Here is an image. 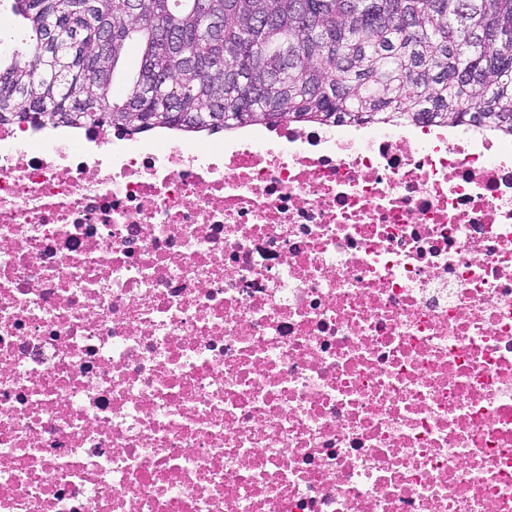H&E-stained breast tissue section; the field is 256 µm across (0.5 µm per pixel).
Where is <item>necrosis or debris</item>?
Returning <instances> with one entry per match:
<instances>
[{
  "instance_id": "4bbe7bcc",
  "label": "necrosis or debris",
  "mask_w": 512,
  "mask_h": 512,
  "mask_svg": "<svg viewBox=\"0 0 512 512\" xmlns=\"http://www.w3.org/2000/svg\"><path fill=\"white\" fill-rule=\"evenodd\" d=\"M0 512H512V135L0 124Z\"/></svg>"
}]
</instances>
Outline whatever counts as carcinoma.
Masks as SVG:
<instances>
[{
    "instance_id": "carcinoma-1",
    "label": "carcinoma",
    "mask_w": 512,
    "mask_h": 512,
    "mask_svg": "<svg viewBox=\"0 0 512 512\" xmlns=\"http://www.w3.org/2000/svg\"><path fill=\"white\" fill-rule=\"evenodd\" d=\"M0 121L216 132L413 117L512 135V0H13ZM218 17L212 36L202 32ZM141 47L124 88L115 69Z\"/></svg>"
}]
</instances>
